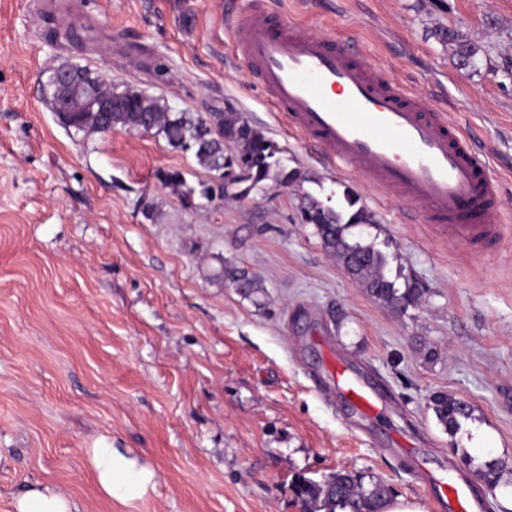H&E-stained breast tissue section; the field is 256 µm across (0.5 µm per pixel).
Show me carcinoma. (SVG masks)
<instances>
[{
	"mask_svg": "<svg viewBox=\"0 0 512 512\" xmlns=\"http://www.w3.org/2000/svg\"><path fill=\"white\" fill-rule=\"evenodd\" d=\"M448 44L462 64L471 62L477 47L457 31L445 35ZM78 81L59 85L49 78L52 87L51 104L63 111L59 120L77 132L106 133L120 128L128 131L146 129L160 136L174 148L193 151L199 166L218 172V177L195 187L187 183L179 171L166 172L160 182L184 200L195 195L206 200L224 198L234 188L241 197L249 195L271 181L282 186L301 185L309 177L298 168H290L281 157L282 150L264 131L235 112H214L209 118L173 112L161 101L145 92L127 86L118 90L104 83L92 70L76 66ZM234 151L224 153V142ZM240 161L245 169L231 180H224V170ZM309 192L298 196L297 214L302 224H312L324 249L336 256L353 278L377 300L401 311L417 305L426 289L416 280H405V287L385 274L386 258L375 244L353 239L351 229L375 223L374 215L349 186H343L338 202L331 206ZM224 279L230 281L244 298L262 304L265 288L248 271L224 267ZM438 421L453 433L460 420L470 417L468 405L452 396L440 393L433 398ZM478 474L491 490L512 485V468L499 460H488L478 468ZM296 494L304 512H380L382 504L393 496L387 483L374 476L350 470H338L320 480L300 477L295 482Z\"/></svg>",
	"mask_w": 512,
	"mask_h": 512,
	"instance_id": "cac0c4a2",
	"label": "carcinoma"
}]
</instances>
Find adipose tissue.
<instances>
[{
    "label": "adipose tissue",
    "instance_id": "obj_1",
    "mask_svg": "<svg viewBox=\"0 0 512 512\" xmlns=\"http://www.w3.org/2000/svg\"><path fill=\"white\" fill-rule=\"evenodd\" d=\"M87 456L100 492L109 499L128 504L156 487V471L122 449L102 442L88 449ZM13 509L14 512H74V505L62 487L44 486L19 496Z\"/></svg>",
    "mask_w": 512,
    "mask_h": 512
}]
</instances>
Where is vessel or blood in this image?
Listing matches in <instances>:
<instances>
[{
    "label": "vessel or blood",
    "mask_w": 512,
    "mask_h": 512,
    "mask_svg": "<svg viewBox=\"0 0 512 512\" xmlns=\"http://www.w3.org/2000/svg\"><path fill=\"white\" fill-rule=\"evenodd\" d=\"M231 24L236 55L270 92L284 122L328 160L421 208L448 239L477 252L496 242L503 200L483 155L456 125L387 80L350 44L301 27H273L262 8ZM335 378L351 408L373 418L383 413L380 395L357 372L340 363ZM440 484L450 512H473L466 484L449 475Z\"/></svg>",
    "instance_id": "obj_1"
}]
</instances>
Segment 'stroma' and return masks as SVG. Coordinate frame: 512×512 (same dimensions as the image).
I'll use <instances>...</instances> for the list:
<instances>
[{"label":"stroma","instance_id":"stroma-1","mask_svg":"<svg viewBox=\"0 0 512 512\" xmlns=\"http://www.w3.org/2000/svg\"><path fill=\"white\" fill-rule=\"evenodd\" d=\"M254 2L0 0V512L38 483L77 512H303L298 477L339 469L424 512H447L431 478L450 472L481 512H512V492L465 462L512 466V0H262L275 24L354 43L485 152L506 222L482 256L284 126L225 25ZM448 28L478 46L470 65ZM65 64L176 112H241L309 180L186 203L159 175L213 180L192 152L62 126L46 81ZM342 183L376 219L364 238L387 276L425 287L417 306L379 302L298 222L299 191L323 200ZM228 265L262 283V305ZM338 360L387 396L380 418L340 398ZM438 393L471 409L455 433ZM104 439L157 472L155 491L101 494L86 451ZM224 279L230 281L244 298L250 299L256 305L262 304L260 297L266 295L265 288L248 271L235 266H225Z\"/></svg>","mask_w":512,"mask_h":512}]
</instances>
